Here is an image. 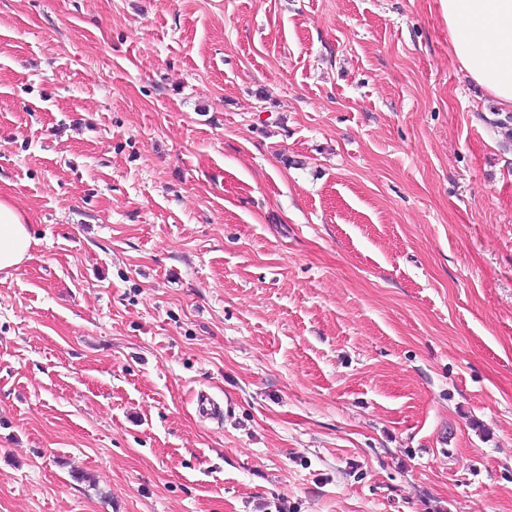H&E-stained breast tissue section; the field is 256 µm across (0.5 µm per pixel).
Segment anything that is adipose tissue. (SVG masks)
I'll return each instance as SVG.
<instances>
[{"label": "adipose tissue", "mask_w": 512, "mask_h": 512, "mask_svg": "<svg viewBox=\"0 0 512 512\" xmlns=\"http://www.w3.org/2000/svg\"><path fill=\"white\" fill-rule=\"evenodd\" d=\"M454 55L478 89L512 110V0H444ZM35 242L21 213L0 199V270L19 266Z\"/></svg>", "instance_id": "1"}]
</instances>
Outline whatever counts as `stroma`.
Segmentation results:
<instances>
[{
  "label": "stroma",
  "mask_w": 512,
  "mask_h": 512,
  "mask_svg": "<svg viewBox=\"0 0 512 512\" xmlns=\"http://www.w3.org/2000/svg\"><path fill=\"white\" fill-rule=\"evenodd\" d=\"M497 110L443 0H0V512H512ZM34 243L25 217L0 199V270L19 266L29 257Z\"/></svg>",
  "instance_id": "obj_1"
}]
</instances>
